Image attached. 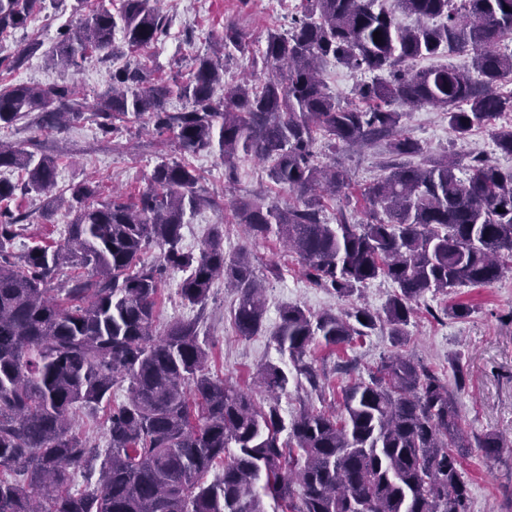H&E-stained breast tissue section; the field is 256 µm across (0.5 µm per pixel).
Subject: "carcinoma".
Returning <instances> with one entry per match:
<instances>
[{
  "instance_id": "cac0c4a2",
  "label": "carcinoma",
  "mask_w": 512,
  "mask_h": 512,
  "mask_svg": "<svg viewBox=\"0 0 512 512\" xmlns=\"http://www.w3.org/2000/svg\"><path fill=\"white\" fill-rule=\"evenodd\" d=\"M37 2L0 0V37L26 28ZM302 8L291 29L268 32L264 79L224 84V57L246 47L227 26L219 50L196 55L185 80L158 82L144 66L112 71L95 116L109 132L117 120L147 114L181 150L218 153L229 183L239 153L273 161L271 179L295 200L230 198L250 240L283 241L314 284L339 297L377 278L396 285L381 311L282 308L272 339L315 388L318 374L304 361L314 341L338 346L386 325L401 345L426 293L490 286L512 267V171L475 158L459 177L456 160L427 155L404 134L395 108H440L457 138L512 112V92L499 89L512 76V51L501 49L512 36V0H394L388 8L378 0H302ZM398 12L419 25L401 26ZM118 31L129 47L143 48L165 36L167 24L151 0H121L115 12L102 4L60 33L47 61L75 70L87 54L113 49ZM466 51L473 53L467 70L414 68L423 58ZM331 58L374 75L356 90L363 106L341 107L329 94L321 67ZM384 71L390 78L380 77ZM173 96L187 106L169 111ZM33 112L32 122L55 128L81 117L83 104L67 84L0 86V128ZM318 134L333 151L385 140L396 157L361 192L368 212L359 224L343 211L334 225L323 219L322 198L347 196L351 184L336 165L317 159ZM494 141L512 155V123L496 129ZM2 168L18 169L25 179L0 178V204L55 187L54 159L25 146L0 143ZM148 181L135 203L90 204L96 187H73L74 219L64 241L18 256L12 246L23 217L0 207V512H268L266 497L280 512H469L462 463L471 444L455 396L412 359L392 354L344 388L340 410L309 408L287 422L279 396L288 376L279 366L261 369L260 384L272 399L264 408L211 376L199 320L153 334L168 268L188 271L179 294L202 311L213 280L224 276L236 289L232 314L240 336L262 331L265 302L249 256L224 254L220 231L198 255L183 250L184 225L215 203L196 170L163 161ZM151 246L158 263L145 265L141 256ZM65 265L80 272L56 288ZM124 381L129 395L107 418L108 447L73 433L77 411L109 403ZM97 464V486L70 491L74 473ZM218 465L222 475L204 481Z\"/></svg>"
}]
</instances>
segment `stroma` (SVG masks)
Masks as SVG:
<instances>
[{"label":"stroma","instance_id":"1","mask_svg":"<svg viewBox=\"0 0 512 512\" xmlns=\"http://www.w3.org/2000/svg\"><path fill=\"white\" fill-rule=\"evenodd\" d=\"M75 5L76 0H55L26 29L0 41V56L16 53L32 40L42 44L41 51L20 68L0 67V85L69 84L88 104L82 119L61 130L39 127L26 118L0 131L2 140L36 141L46 154L57 159L55 193L63 199L52 208L46 207L44 197L34 193L17 195L10 202V209L24 217L14 253H23L37 244L53 246L63 241L73 220L65 203L72 186L84 182L97 185L96 198L100 201L115 195L134 201L146 191L157 163L186 159L216 203L199 209L191 223L184 226L182 246L199 252L212 228L217 227L223 233L225 253L244 249L252 254L254 274L267 285L265 332L251 338L237 335L231 316L236 296L225 288L223 278L213 281L207 309L201 313L181 299L178 286L184 274L171 269L163 277L157 299L155 335H162L172 321L201 317V335L212 351L210 372L242 388L257 405H266L267 394L254 384L253 376L272 363L290 378L279 402L284 418H292L307 406L326 411L340 409L343 387L351 379L367 377L369 370L393 351L388 327H377L369 336L336 347L313 342L307 360L320 375V386L314 389L306 383L297 384L291 360L278 351L271 338L280 310L299 305L314 313L340 312L362 303L379 310L394 293L395 284L377 279L348 298L315 287L304 276L297 257L281 243L274 239L262 244L250 242L233 218L228 204L232 193L267 203L287 201V192L268 178L267 162L239 156L233 190L228 193L224 190V167L216 155L206 151L182 155L172 136L158 133L145 118L121 123L117 132L103 133L92 110L112 70L140 62L158 80L187 77L193 57L210 51L228 25L238 28L246 40L245 51L234 53L224 63L225 82L238 81L243 74L253 72V56L264 46L268 30L289 28L299 13L300 0H158L156 7L169 22L167 36L155 45L115 58L94 56L73 72L47 65L45 53L56 42L61 27L79 20ZM323 78L337 102L345 105L356 102L358 85L369 81L370 76L331 60L323 67ZM402 126L406 135L432 152L481 157L502 170L512 169V156L496 148L491 126L456 138L445 112L432 106L407 111ZM389 157L387 144L381 141L337 150L336 164L360 189L383 174ZM460 304L469 306L468 316L442 315V308ZM401 350L455 390L462 426L472 442L462 469L471 487L469 512H512V271L488 287L466 286L426 294L405 328ZM488 434L499 437L503 444L499 455L491 459L477 447Z\"/></svg>","mask_w":512,"mask_h":512}]
</instances>
